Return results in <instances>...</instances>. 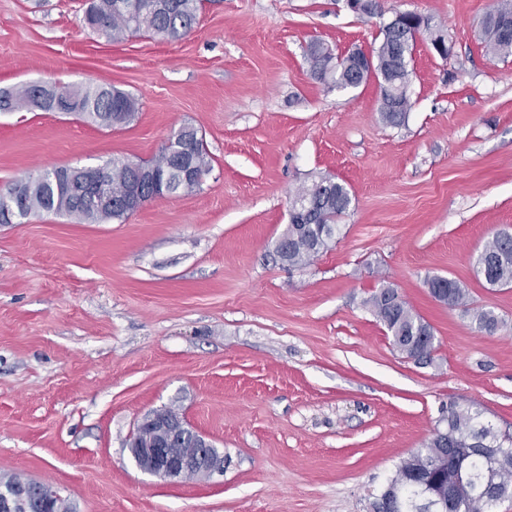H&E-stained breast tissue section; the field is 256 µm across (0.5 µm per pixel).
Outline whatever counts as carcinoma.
<instances>
[{"label":"carcinoma","mask_w":512,"mask_h":512,"mask_svg":"<svg viewBox=\"0 0 512 512\" xmlns=\"http://www.w3.org/2000/svg\"><path fill=\"white\" fill-rule=\"evenodd\" d=\"M202 0H134L135 12L128 15L116 9L117 0H87L83 21L101 32L108 40L118 43L134 33H148L162 41H178L186 36L197 20ZM512 0H500L483 21L481 40L489 56H512ZM413 37L409 30L382 34L377 47L372 49L379 63L386 65L394 59L400 66L393 69L387 97L380 99L379 112L390 126L405 123L407 113L394 110L395 103L406 101L405 93L411 80ZM310 70L316 79L327 78L338 87L358 86L369 78L362 72L357 60L347 56L334 61V54L321 44L310 49ZM63 111L78 115L105 128L132 123L138 113V101L130 93L112 86L88 84L66 87ZM37 84L26 83L0 90V112H16L38 109L53 112L55 108L36 102ZM180 147L189 149L192 161L200 173L211 171L210 155L203 138L191 139V134L180 139ZM133 159L112 158L107 162V189L112 194V209L107 210L85 196L79 183L82 168H69V175L53 178L46 169L35 176L21 179L6 189H0V224H20L31 215L41 212L69 215L87 224H100L123 220L129 216L122 208L130 196L136 173L131 168ZM202 183L192 178L174 177L166 193L192 194L199 191ZM18 192V211L11 207V196ZM351 205L349 190L335 180L322 177L298 193L293 201L296 216L292 223L296 229L288 232L287 264L303 267L312 258L328 248L338 230L337 220ZM473 270L477 279L491 286L512 285V233L503 230L492 236L477 255ZM392 285L386 284L365 301L376 319L391 337L393 348L398 352L416 345L418 338L435 339L434 330L405 301L392 302L385 293ZM444 304L459 308L470 318L474 329L482 334L493 335L507 322L494 311L475 307L466 288L450 278ZM454 454L463 461V470L471 481L457 491L447 506V512H498L505 501L512 502V467L500 475L495 493L485 491V478L490 459L496 455L512 462V434L500 432L482 417L479 411L461 410L454 403L448 407V415L440 419L432 438L425 446L403 459L387 484L373 496L370 508L375 512H420V494L416 480L421 474L433 478L434 490L445 496L448 483L458 476L453 468L439 469L438 461L445 455Z\"/></svg>","instance_id":"1"}]
</instances>
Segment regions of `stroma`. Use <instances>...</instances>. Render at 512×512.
I'll use <instances>...</instances> for the list:
<instances>
[{"instance_id": "1", "label": "stroma", "mask_w": 512, "mask_h": 512, "mask_svg": "<svg viewBox=\"0 0 512 512\" xmlns=\"http://www.w3.org/2000/svg\"><path fill=\"white\" fill-rule=\"evenodd\" d=\"M85 0H0V90L107 84L130 125L0 112V188L37 171L151 159L190 124L212 170L125 221L45 213L0 224V476L53 484L76 512H370V495L431 438L449 405L512 432V286L473 261L512 232V57L477 35L494 0H382L431 16L451 50L418 39L404 125L375 79L315 80L308 48L369 51L380 17L346 0H204L182 40L112 43ZM350 191L329 248L305 267L273 245L299 188ZM459 281L508 323L475 332L432 298ZM392 284L434 329L433 361L397 353L364 301ZM175 409L224 452L223 474L164 481L129 442Z\"/></svg>"}]
</instances>
